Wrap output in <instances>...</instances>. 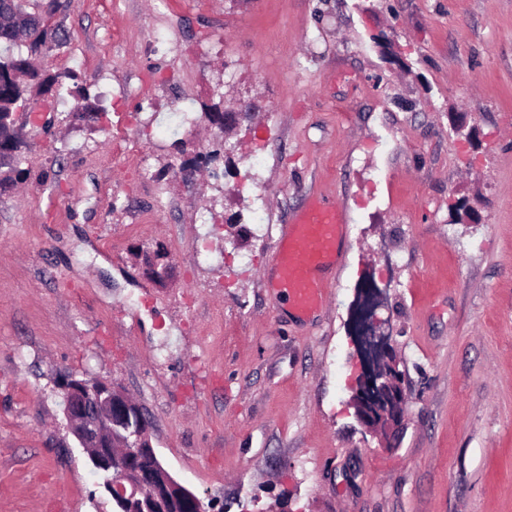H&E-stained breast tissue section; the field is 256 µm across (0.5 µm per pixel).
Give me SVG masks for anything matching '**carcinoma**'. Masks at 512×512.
Here are the masks:
<instances>
[{"mask_svg": "<svg viewBox=\"0 0 512 512\" xmlns=\"http://www.w3.org/2000/svg\"><path fill=\"white\" fill-rule=\"evenodd\" d=\"M60 3L52 2L45 9L28 10L25 0H0V187L7 186L26 176L22 167L28 143L18 131L19 109H32L35 96L55 93L61 96L71 93L70 71L51 72L34 64V57L49 52L61 45L62 23L49 22V14L59 10ZM24 39L27 55L11 53L18 39ZM143 263L148 274L157 282H163L167 265L162 263L164 255L155 251L142 252ZM115 430L123 437L134 438L139 422L150 424L143 409L122 415L121 407L112 406Z\"/></svg>", "mask_w": 512, "mask_h": 512, "instance_id": "cac0c4a2", "label": "carcinoma"}]
</instances>
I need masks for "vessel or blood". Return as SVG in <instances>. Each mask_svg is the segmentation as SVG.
<instances>
[{
    "label": "vessel or blood",
    "instance_id": "1",
    "mask_svg": "<svg viewBox=\"0 0 512 512\" xmlns=\"http://www.w3.org/2000/svg\"><path fill=\"white\" fill-rule=\"evenodd\" d=\"M346 233L342 205L307 196L292 222L282 227L275 267L262 272L261 286L282 296L296 317L322 313L330 300L328 275L340 269V240Z\"/></svg>",
    "mask_w": 512,
    "mask_h": 512
}]
</instances>
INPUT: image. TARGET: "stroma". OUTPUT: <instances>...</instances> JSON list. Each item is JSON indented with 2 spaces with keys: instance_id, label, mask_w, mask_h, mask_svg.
I'll return each mask as SVG.
<instances>
[{
  "instance_id": "obj_1",
  "label": "stroma",
  "mask_w": 512,
  "mask_h": 512,
  "mask_svg": "<svg viewBox=\"0 0 512 512\" xmlns=\"http://www.w3.org/2000/svg\"><path fill=\"white\" fill-rule=\"evenodd\" d=\"M61 2L41 64L107 114L37 96L29 174L0 189V512H112L59 411L66 372L124 389L162 465L224 512H512V0ZM217 90L260 137L238 125L205 163L220 132L172 116ZM312 192L349 230L303 320L259 274ZM370 276L408 379L386 441L353 405Z\"/></svg>"
}]
</instances>
